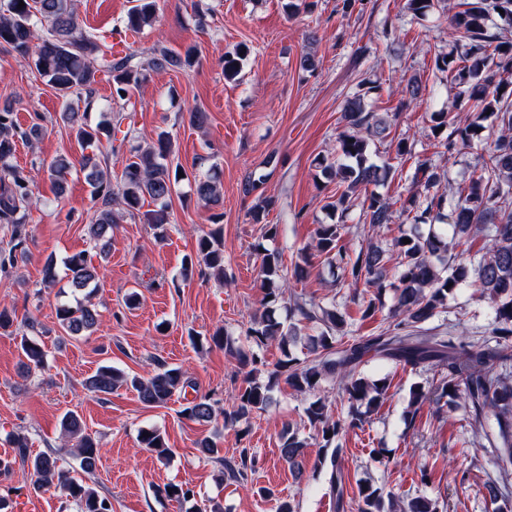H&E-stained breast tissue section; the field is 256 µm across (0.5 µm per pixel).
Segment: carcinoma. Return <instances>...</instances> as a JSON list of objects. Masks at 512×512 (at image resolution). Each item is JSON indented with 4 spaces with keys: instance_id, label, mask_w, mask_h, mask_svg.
Here are the masks:
<instances>
[{
    "instance_id": "carcinoma-1",
    "label": "carcinoma",
    "mask_w": 512,
    "mask_h": 512,
    "mask_svg": "<svg viewBox=\"0 0 512 512\" xmlns=\"http://www.w3.org/2000/svg\"><path fill=\"white\" fill-rule=\"evenodd\" d=\"M23 7H18L19 2ZM435 8V0H407V10L418 20L424 19ZM156 0H135L123 28L139 31L155 22ZM512 26V0H467L464 9L448 16L449 50L434 54L435 68L448 73L459 92L446 112L430 114L432 135H441L438 128L449 130L444 142L447 150L472 149L475 139L484 128V122L493 119L498 135L482 152L476 154L475 174L458 197H447L439 192L441 176L425 162L416 168L414 184L422 191H413L401 206L406 212L416 205L418 197L426 203L424 213L452 228L453 241L436 232L422 235L406 233L391 239V243L368 242L355 258L347 257L338 246L343 224H321L315 231L316 251L331 267L343 270V283L358 293L360 287L378 291L389 286L396 292V304L391 311L385 333L379 336H359L351 343L336 346V331L344 323L336 312V301H296L284 319L276 314L277 303L284 299L288 288V268L284 267L283 253L278 249L258 248L259 276L263 296V312L250 321L245 340L258 346L272 342L288 343L310 329L308 353L304 359L286 355L267 381L257 378L262 359L254 351L242 346L233 347L224 334L216 332L213 340L225 345L246 369L245 387L235 398L231 410L218 407L207 395L195 396L187 402L180 414L198 422H211L224 416V423H234L253 413L265 412L274 403V391L285 382L295 392L313 397L306 407L311 426L323 444L319 460L330 491L336 496V508H344L343 473L339 464V449L333 447L336 437L346 428L364 421L369 411L384 399L388 386L370 382L359 371L364 358L373 354L381 360L413 368L431 366L446 371L439 383L429 390L417 385L410 391L411 405L419 406L429 400L450 406L462 405L468 409L476 427L483 433L493 467L506 472L512 468V41H501L492 32L495 20ZM95 36L83 31L74 0H0V48L10 50L34 66L57 94L63 98L64 120L75 134L83 154L79 164L85 172L94 211L88 236L92 249L107 254L112 241V230L124 216H132L149 199L156 209L147 214L158 239L167 236L169 224L168 201L176 185L182 181L178 173L185 172L175 162V152L169 132L160 130L145 144L130 150L117 188H112L110 172L84 154L89 148H100L107 142V153L114 154L131 135L122 130L121 114H112V108L98 102L95 94L97 77L107 75L112 81V98L130 99L144 71L180 70L187 72L197 63L194 50L183 53L167 48H154L147 61L135 51L120 55L112 53V37ZM498 45H493V42ZM494 50H489V47ZM247 54V47L227 53L222 59L224 78L231 81L241 71L239 63ZM381 86L367 80L353 96L347 98L341 109L346 132L336 141L332 157L319 160L321 173L344 185L335 200L326 204L333 212L346 215L351 198L363 196V215L370 230L378 234L395 223V212L389 199L377 192L388 182L393 166L370 161L371 145L385 141L391 134L396 116L367 109V101L379 97ZM77 99H72V96ZM83 108L74 106V101ZM466 108L470 115L461 118L457 112ZM99 112V121L91 122L92 112ZM42 127L35 123L22 129L13 118L12 106L0 107V224L11 226L10 248L0 252V268L14 264L27 256V230L22 210L38 203L35 185L24 171L11 164L17 143L36 139ZM73 162L59 156L49 165L55 178L56 194L65 191L64 180ZM194 194L199 204L213 211V227L198 238L196 255L187 257L180 278L185 280L195 267H205L224 275V229L221 221L224 200L220 180L215 176L194 179ZM484 240L481 253L469 259L455 249L472 237ZM410 243H404V240ZM65 278L72 288L73 300L56 307L59 325L71 336L94 331L99 314L92 298L100 288V267L93 264L84 252L63 259ZM60 281L57 261L49 258L42 270L41 284L50 289ZM474 287L488 299L494 313L492 325L495 345L486 339L450 336L448 329L430 327L447 306L448 295L463 287ZM30 335L21 336L20 348L26 362L23 376L44 364L45 351L35 335L41 325L30 320ZM334 380L348 403L344 416L333 417L324 399L318 397L322 383ZM83 386L96 395H108L122 386L137 392L139 400L148 407H160L178 391L193 387L191 380L176 367L163 360L155 361L150 377H129L118 369L105 365L83 381ZM62 435L72 442V456L77 466L56 451L33 453L28 439L14 440L13 460L26 466L32 473V489L38 493L47 487H56L71 501L76 512H112V501L89 485L84 476L93 474L100 460L101 448L87 432L80 416L66 412L60 420ZM141 447L164 461L170 454L164 435L156 428L140 430ZM306 440L289 428L282 435L279 447L281 458L288 463L295 479L304 473ZM485 495L496 505L495 512H508V489L496 480L484 484ZM159 498L187 503L195 499V491L188 484L169 483L155 489ZM358 512H439L438 500L424 494L412 497H394L382 489L364 485L358 490Z\"/></svg>"
}]
</instances>
